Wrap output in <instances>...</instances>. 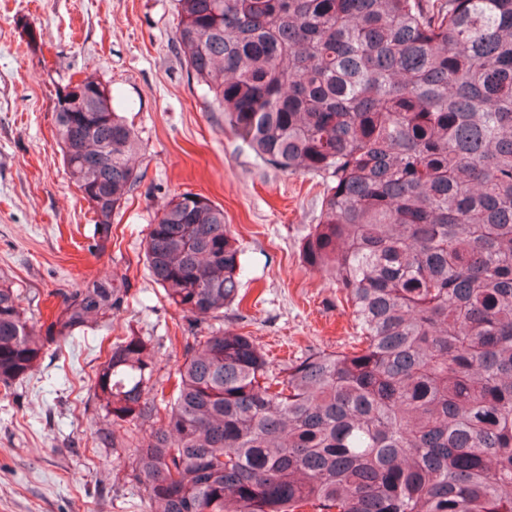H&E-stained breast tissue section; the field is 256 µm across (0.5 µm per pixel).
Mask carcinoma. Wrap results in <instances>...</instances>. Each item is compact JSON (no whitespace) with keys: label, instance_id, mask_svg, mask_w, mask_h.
<instances>
[{"label":"carcinoma","instance_id":"1","mask_svg":"<svg viewBox=\"0 0 512 512\" xmlns=\"http://www.w3.org/2000/svg\"><path fill=\"white\" fill-rule=\"evenodd\" d=\"M177 2L175 41L225 124L321 178L301 257L358 336L274 365L213 328L247 301L243 249L222 207L175 195L145 257L195 328L176 387L146 395L139 336L95 376L112 425L161 422L131 480L154 512H512V0ZM53 114L103 250L138 136L94 75L56 90ZM123 303L113 276L70 290L42 337L0 284V384Z\"/></svg>","mask_w":512,"mask_h":512}]
</instances>
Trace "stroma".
<instances>
[{"mask_svg": "<svg viewBox=\"0 0 512 512\" xmlns=\"http://www.w3.org/2000/svg\"><path fill=\"white\" fill-rule=\"evenodd\" d=\"M176 0H0V283L14 288L37 334L63 292L114 275L126 300L82 337L48 343L36 370L0 387V512H151L128 478L152 424L113 428L94 380L101 337L136 335L172 391L189 332L155 281L144 240L174 195L224 210L244 250L250 301L228 307L274 361L351 342L336 285L301 259L323 186L264 163L236 138L173 40ZM35 38H28L27 27ZM93 74L127 103L141 179L112 219V240L90 249L93 214L66 174L53 118L55 90ZM114 431L116 447L100 443Z\"/></svg>", "mask_w": 512, "mask_h": 512, "instance_id": "1", "label": "stroma"}]
</instances>
